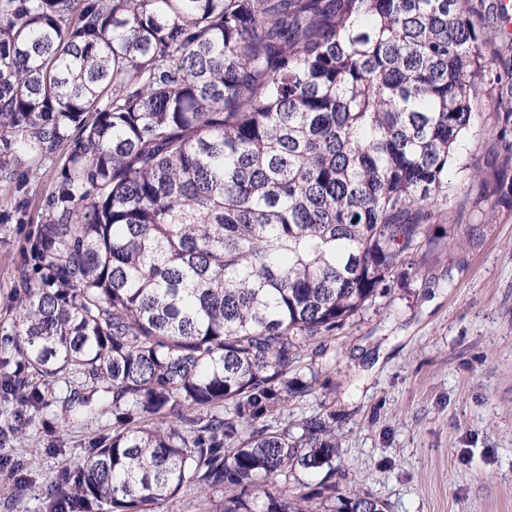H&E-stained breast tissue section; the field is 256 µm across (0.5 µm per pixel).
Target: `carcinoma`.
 <instances>
[{"label": "carcinoma", "mask_w": 512, "mask_h": 512, "mask_svg": "<svg viewBox=\"0 0 512 512\" xmlns=\"http://www.w3.org/2000/svg\"><path fill=\"white\" fill-rule=\"evenodd\" d=\"M473 0H0V182L68 147L0 321V397L112 413L60 512H386L292 496L333 426H273L303 352L432 245L493 94ZM38 383H33V380ZM200 493L188 489L181 493L177 498L163 502L156 506L155 512H199L198 504Z\"/></svg>", "instance_id": "1"}]
</instances>
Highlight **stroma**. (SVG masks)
Listing matches in <instances>:
<instances>
[{"label": "stroma", "mask_w": 512, "mask_h": 512, "mask_svg": "<svg viewBox=\"0 0 512 512\" xmlns=\"http://www.w3.org/2000/svg\"><path fill=\"white\" fill-rule=\"evenodd\" d=\"M465 147L482 176L449 169L452 195L430 221L438 248L404 259L383 295L326 338L308 395L271 415L336 429L332 469L289 481V493L323 481L388 512H512V123L484 113ZM63 162L31 174L26 196L0 189V316ZM58 413L40 410L7 444L23 474L0 476V512H50L61 467L112 430L108 415L72 427Z\"/></svg>", "instance_id": "obj_1"}]
</instances>
